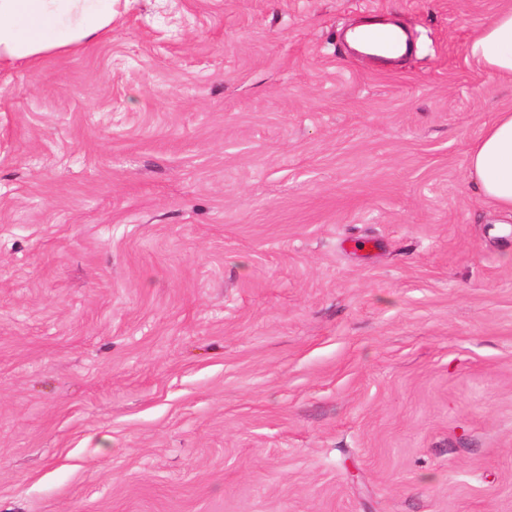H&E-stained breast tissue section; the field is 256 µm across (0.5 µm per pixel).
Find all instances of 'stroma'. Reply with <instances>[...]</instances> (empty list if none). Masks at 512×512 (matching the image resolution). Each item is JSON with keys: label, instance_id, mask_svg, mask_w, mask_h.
<instances>
[{"label": "stroma", "instance_id": "stroma-1", "mask_svg": "<svg viewBox=\"0 0 512 512\" xmlns=\"http://www.w3.org/2000/svg\"><path fill=\"white\" fill-rule=\"evenodd\" d=\"M508 6L118 0L1 71L0 512H512ZM467 53L488 74L512 77V6L497 12L471 38ZM398 27L399 28L395 27L372 38H367L365 36L363 39H369L378 50H385L388 46H390L391 51L395 53L399 50L402 41L405 39V36L406 42L408 38L406 30L400 26ZM467 171L484 200L512 214V110L497 112L485 125L468 150Z\"/></svg>", "mask_w": 512, "mask_h": 512}]
</instances>
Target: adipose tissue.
<instances>
[{
    "label": "adipose tissue",
    "instance_id": "adipose-tissue-1",
    "mask_svg": "<svg viewBox=\"0 0 512 512\" xmlns=\"http://www.w3.org/2000/svg\"><path fill=\"white\" fill-rule=\"evenodd\" d=\"M114 0H0V69L77 51L112 29ZM491 75L512 77V6L501 9L467 45ZM467 171L481 197L512 214V110L496 114L471 144Z\"/></svg>",
    "mask_w": 512,
    "mask_h": 512
}]
</instances>
